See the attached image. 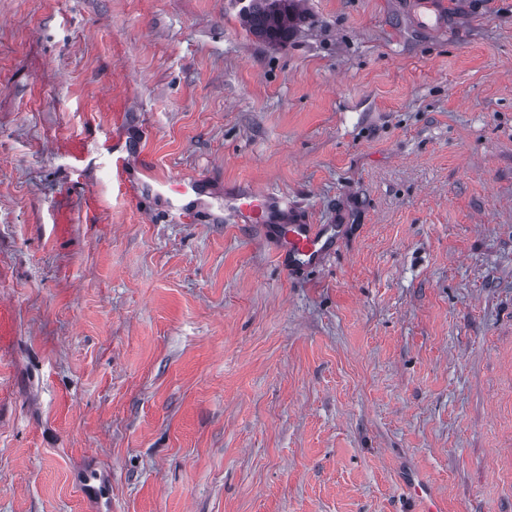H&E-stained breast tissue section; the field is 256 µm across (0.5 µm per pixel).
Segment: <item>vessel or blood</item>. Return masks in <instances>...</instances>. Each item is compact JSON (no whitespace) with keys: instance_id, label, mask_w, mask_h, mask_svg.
<instances>
[{"instance_id":"1","label":"vessel or blood","mask_w":512,"mask_h":512,"mask_svg":"<svg viewBox=\"0 0 512 512\" xmlns=\"http://www.w3.org/2000/svg\"><path fill=\"white\" fill-rule=\"evenodd\" d=\"M419 23L444 24V0H409ZM221 220L233 224H255L271 234L278 244V254L288 267L298 268L319 263L330 251L333 236L324 224H312L287 200L273 192L251 188L226 196Z\"/></svg>"}]
</instances>
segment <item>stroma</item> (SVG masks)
Listing matches in <instances>:
<instances>
[{
  "instance_id": "1",
  "label": "stroma",
  "mask_w": 512,
  "mask_h": 512,
  "mask_svg": "<svg viewBox=\"0 0 512 512\" xmlns=\"http://www.w3.org/2000/svg\"><path fill=\"white\" fill-rule=\"evenodd\" d=\"M402 2L0 0V512H512V0ZM241 19L258 39L286 44L303 22L301 0H251ZM419 23L427 26L442 25L446 18V5L440 0H409ZM228 204L216 216L219 222L257 224L278 243V254L288 267L319 263L330 251L334 235L329 225L310 224L288 201L274 192L244 188L226 194Z\"/></svg>"
}]
</instances>
